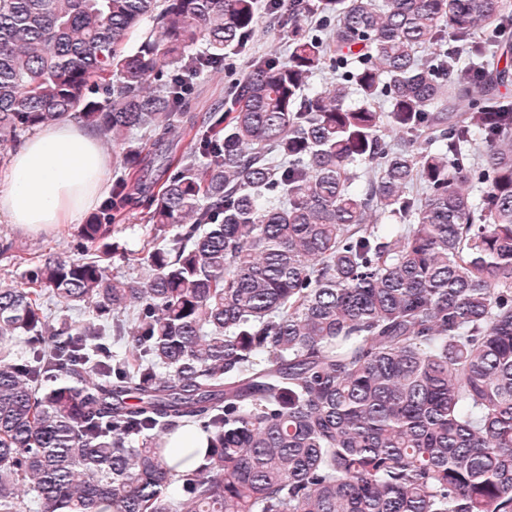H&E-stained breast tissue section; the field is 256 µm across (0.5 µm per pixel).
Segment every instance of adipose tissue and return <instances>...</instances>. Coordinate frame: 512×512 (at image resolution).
Masks as SVG:
<instances>
[{"mask_svg": "<svg viewBox=\"0 0 512 512\" xmlns=\"http://www.w3.org/2000/svg\"><path fill=\"white\" fill-rule=\"evenodd\" d=\"M111 180V157L96 135L73 121L51 124L12 152L0 179V217L50 235L97 206Z\"/></svg>", "mask_w": 512, "mask_h": 512, "instance_id": "obj_1", "label": "adipose tissue"}]
</instances>
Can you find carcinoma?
Segmentation results:
<instances>
[{
  "label": "carcinoma",
  "instance_id": "carcinoma-1",
  "mask_svg": "<svg viewBox=\"0 0 512 512\" xmlns=\"http://www.w3.org/2000/svg\"><path fill=\"white\" fill-rule=\"evenodd\" d=\"M261 10L284 61L250 54ZM508 21L512 0H0V163L74 114L127 172L80 225L94 256L0 245V512H512ZM231 55L248 71L168 155ZM158 159L146 274L118 278L105 220ZM183 426L210 446L176 472Z\"/></svg>",
  "mask_w": 512,
  "mask_h": 512
}]
</instances>
